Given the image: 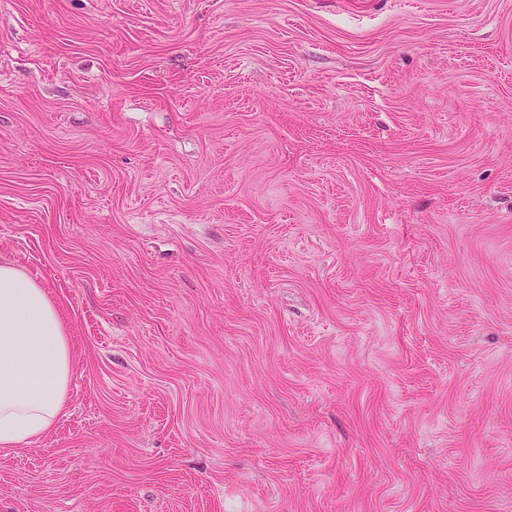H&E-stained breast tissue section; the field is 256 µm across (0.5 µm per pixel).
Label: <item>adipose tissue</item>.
Listing matches in <instances>:
<instances>
[{"label": "adipose tissue", "instance_id": "1", "mask_svg": "<svg viewBox=\"0 0 512 512\" xmlns=\"http://www.w3.org/2000/svg\"><path fill=\"white\" fill-rule=\"evenodd\" d=\"M70 338L45 288L0 260V453L51 432L69 398Z\"/></svg>", "mask_w": 512, "mask_h": 512}]
</instances>
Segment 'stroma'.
<instances>
[{
    "label": "stroma",
    "mask_w": 512,
    "mask_h": 512,
    "mask_svg": "<svg viewBox=\"0 0 512 512\" xmlns=\"http://www.w3.org/2000/svg\"><path fill=\"white\" fill-rule=\"evenodd\" d=\"M0 257V512H512V0H0ZM74 358L45 288L0 260V453L41 439L68 403Z\"/></svg>",
    "instance_id": "stroma-1"
}]
</instances>
